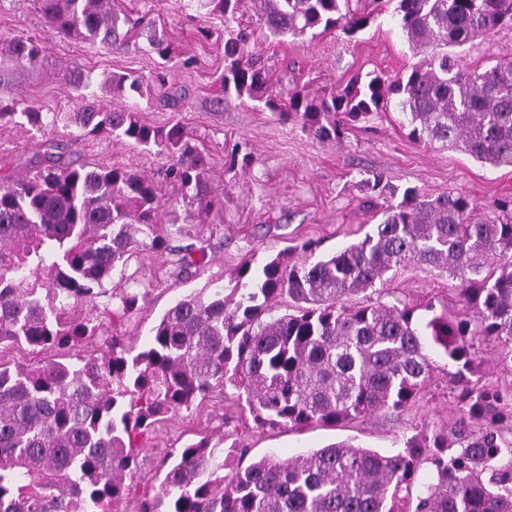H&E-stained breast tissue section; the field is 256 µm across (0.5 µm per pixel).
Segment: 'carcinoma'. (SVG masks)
Segmentation results:
<instances>
[{
    "label": "carcinoma",
    "mask_w": 512,
    "mask_h": 512,
    "mask_svg": "<svg viewBox=\"0 0 512 512\" xmlns=\"http://www.w3.org/2000/svg\"><path fill=\"white\" fill-rule=\"evenodd\" d=\"M230 21L243 0H201ZM45 22L66 37L114 47L137 33L119 27L112 0H39ZM274 37L353 36L372 16L349 0H248ZM408 40L426 49L406 71L357 77L328 98L294 86L250 49L246 30L225 27L224 93L292 117L320 140L344 123L396 106L417 142L439 143L492 167L512 166V62L464 67L453 48L512 26V0H396ZM14 62L35 66L43 48L31 37L0 44ZM74 112H44L33 101L0 103V126L24 119L39 131L124 140L170 161L169 179L205 217L223 201L209 195V158L182 124L153 126L139 113L105 108L82 78ZM141 79L111 74L100 89L142 92ZM155 100L178 94L157 76ZM45 164L21 179L0 178V345L70 351L97 335V298L130 257L145 248L178 256L179 272L198 265L196 250L171 244L160 222L162 195L152 178L115 165L60 162V143H43ZM380 196L400 197L372 232L329 256L302 246V261L281 252L246 261L235 284L202 288L178 300L150 330L146 347L113 336L99 354L0 366V512H512V381L472 380L475 341L497 348L512 375V198L480 206L464 192L438 196L365 179ZM411 265L458 281L466 313H433L348 298ZM291 312L276 314L282 297ZM105 310L122 323L145 293L113 294ZM456 367L449 381L459 416L427 427L395 454L349 442L295 459L265 456L247 466L246 418L258 428H299L401 414L429 385L432 346ZM219 393L239 408L241 431L229 447L210 436L169 449L154 483L126 479L140 467L155 424L192 412ZM227 473H222V470Z\"/></svg>",
    "instance_id": "cac0c4a2"
}]
</instances>
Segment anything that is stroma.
<instances>
[{
  "label": "stroma",
  "mask_w": 512,
  "mask_h": 512,
  "mask_svg": "<svg viewBox=\"0 0 512 512\" xmlns=\"http://www.w3.org/2000/svg\"><path fill=\"white\" fill-rule=\"evenodd\" d=\"M113 9L121 17L142 16L145 29L128 45L107 49L65 37L49 27L37 0H0V39L30 36L44 49L35 67L18 66L0 56V101L27 99L46 112L73 111L77 106L71 87L73 71H81L96 83L112 73L150 78L161 60L151 50L148 37L153 33L166 36L178 58L170 68L169 84L181 95L180 105L162 107L131 91L108 97L107 102L138 110L152 125H185L198 148L210 157L211 191L223 199L224 207L214 210L207 223L189 222V205L165 181L167 157L122 140L88 137L74 144L66 135H57L66 162L117 164L159 181L164 197L175 204L178 222L170 229L174 245H191L201 252L198 266L182 275L169 255L145 251L132 260L127 280L113 278L108 289L116 292L128 284L146 291V300L122 327H113L109 318H102L91 348L105 349L115 331L145 344L151 327L175 301L214 282L230 284L247 259L260 261L288 248L300 260L302 246L309 241L316 242L318 253L329 254L361 240L381 219L370 208L373 195L363 184L371 172H381L392 184L413 186L424 193L462 191L482 204L512 196V167L494 168L459 152L413 141L398 110L372 113L353 123L341 139L321 142L298 122L223 94L224 19L199 7L197 0H114ZM236 20L253 29L251 48L256 54L275 65L296 62L303 82L315 95H331L353 77L372 71H405L416 60L397 18L388 10L352 36L337 32L277 39L259 28L246 6ZM455 53L467 67L512 61V29L474 40ZM44 140L42 132L22 119L0 126V175L17 179L32 174L44 160ZM236 147L251 156L247 171L229 169V157ZM358 299L387 305L431 300L437 311L451 315L463 308L456 281L426 267L390 273L380 292L362 293ZM433 359L430 384L402 416L377 413L355 422L313 424L298 430L256 428L247 439L248 461L269 453L292 459L342 441L384 454L398 452L422 427L442 426L455 412L448 361L439 350ZM229 411L228 402L217 395L196 411L157 423L140 452V475L151 476L170 446L232 432L235 422L229 419Z\"/></svg>",
  "instance_id": "stroma-1"
}]
</instances>
